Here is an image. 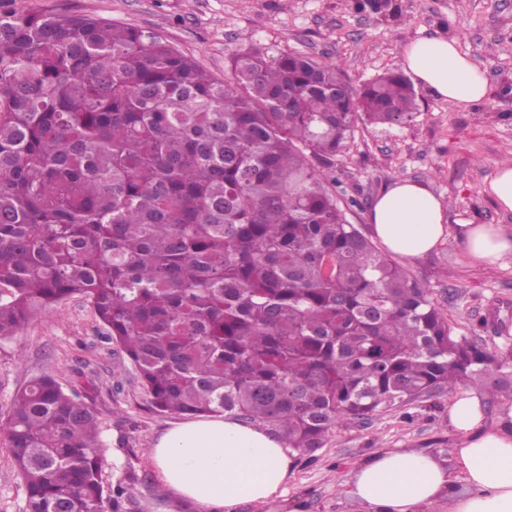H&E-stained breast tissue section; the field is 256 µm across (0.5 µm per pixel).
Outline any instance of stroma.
Listing matches in <instances>:
<instances>
[{
  "instance_id": "stroma-1",
  "label": "stroma",
  "mask_w": 512,
  "mask_h": 512,
  "mask_svg": "<svg viewBox=\"0 0 512 512\" xmlns=\"http://www.w3.org/2000/svg\"><path fill=\"white\" fill-rule=\"evenodd\" d=\"M21 14L52 11L105 18L165 39L213 77L227 74L245 45L336 60L353 88L399 69L403 46L447 35L486 73L489 94L461 107L417 87V110L401 124L359 123L336 159L349 223L373 236L369 214L391 183L408 179L440 198L448 230L437 247L406 262L449 316L456 334L490 347H512V255L490 268L471 264L460 240L465 224H510L487 187L512 158V0H9ZM90 303L70 297L28 319L15 336L0 338V421L28 380L53 370L63 387L77 386L101 419L104 478L125 466L145 480L133 492L147 512H186L187 502L158 489L148 452L175 415L149 410L136 372L105 337ZM455 392H438L406 406L353 421L328 435L314 455H297L286 497L236 512H359L343 492L352 472L373 455L426 448L449 458L457 435L448 423Z\"/></svg>"
}]
</instances>
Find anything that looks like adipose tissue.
<instances>
[{"instance_id": "1", "label": "adipose tissue", "mask_w": 512, "mask_h": 512, "mask_svg": "<svg viewBox=\"0 0 512 512\" xmlns=\"http://www.w3.org/2000/svg\"><path fill=\"white\" fill-rule=\"evenodd\" d=\"M401 57L415 82L449 102L469 106L488 94L483 71L459 52L455 38H417ZM370 221L383 245L408 260L434 249L445 233L439 198L406 179L378 196ZM462 235L471 263L490 267L512 254L510 225L468 224ZM482 419L477 394H465L448 411L460 436L451 461L421 448L386 452L354 472L346 495L361 512H427L441 502L448 512H512V411L495 428L484 427ZM148 457L159 484L196 512H232L284 495L293 465L277 434L221 415L172 423Z\"/></svg>"}]
</instances>
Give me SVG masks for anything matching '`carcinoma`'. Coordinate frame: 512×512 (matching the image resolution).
I'll list each match as a JSON object with an SVG mask.
<instances>
[{"mask_svg": "<svg viewBox=\"0 0 512 512\" xmlns=\"http://www.w3.org/2000/svg\"><path fill=\"white\" fill-rule=\"evenodd\" d=\"M341 80L251 45L221 81L134 27L0 8V337L82 296L151 410L228 414L302 454L437 390L512 394V352L456 335L347 221L336 156L416 94L395 71ZM0 429L23 512H144L133 467L104 480L76 388L30 380Z\"/></svg>", "mask_w": 512, "mask_h": 512, "instance_id": "obj_1", "label": "carcinoma"}]
</instances>
